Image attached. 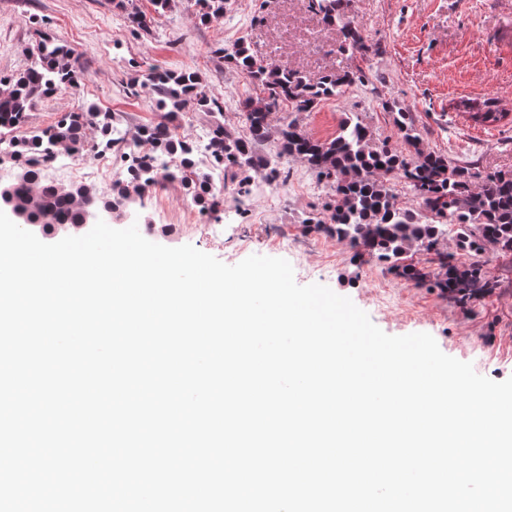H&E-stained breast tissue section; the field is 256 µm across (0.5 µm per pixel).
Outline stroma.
I'll return each instance as SVG.
<instances>
[{
    "instance_id": "1",
    "label": "stroma",
    "mask_w": 512,
    "mask_h": 512,
    "mask_svg": "<svg viewBox=\"0 0 512 512\" xmlns=\"http://www.w3.org/2000/svg\"><path fill=\"white\" fill-rule=\"evenodd\" d=\"M152 15L151 32L137 35L112 0H0V75L26 67L28 49L47 35L73 48L83 67L81 84L61 90L31 112L29 129L45 127L82 103L114 113L136 132L158 118L147 86H132L156 66L198 71L211 96L224 102V122L241 127V103L253 87L216 53L245 39L251 52L316 82L329 72L362 71L364 79L341 96L323 100L297 122L310 136L335 137L341 118L356 113L373 144L399 145L397 111L412 114L421 147L471 165L474 172L512 173V0H354V11L374 54L340 51L338 27L324 26L308 0H228L219 21L204 24L195 0H176L159 15L150 0H134ZM507 112L495 125L474 123L462 103ZM286 183L259 186L248 206L224 191L221 218L204 214L179 184L163 196L124 210L118 228L155 225L152 242L192 245L234 265L250 255L285 256L298 284H322L348 297L383 332L393 336L425 332L440 349L472 363L495 381L512 377V287L496 288L463 308L438 291L404 282L385 264L355 256L347 245L307 230L303 220L322 212L328 187L299 161ZM220 221L224 238L212 241L201 225ZM294 244L284 252L280 238Z\"/></svg>"
}]
</instances>
